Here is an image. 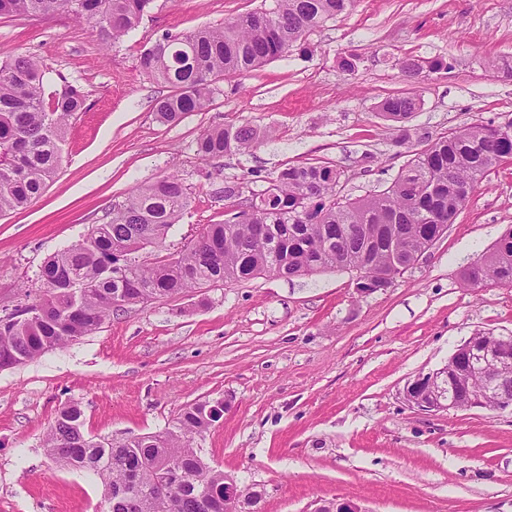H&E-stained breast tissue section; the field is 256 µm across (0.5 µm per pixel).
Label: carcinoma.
<instances>
[{"instance_id":"carcinoma-1","label":"carcinoma","mask_w":512,"mask_h":512,"mask_svg":"<svg viewBox=\"0 0 512 512\" xmlns=\"http://www.w3.org/2000/svg\"><path fill=\"white\" fill-rule=\"evenodd\" d=\"M357 0H274L224 22L220 28L156 38L140 54L149 78L172 93L154 110L175 124L211 102L216 80L246 75L305 48L309 37ZM154 0H0V17L64 15L87 22L107 42L128 36ZM402 75L418 83L448 69L441 60L405 56ZM47 66L34 55L0 62V215L22 209L57 176L70 120L86 108V95L65 84L49 92ZM420 99L412 93L382 100L379 114L399 124L401 142H415L412 158L389 187L356 200L337 197L343 171L330 162L286 167L262 176L246 209L229 210L224 222L204 224L180 253L145 266L137 253L162 248L171 228L191 207L177 173L138 186L112 206L109 220L50 256L40 268L41 294L0 316V366L18 365L93 334L126 306L174 298L191 289L249 281L261 275L292 278L326 270L368 271L357 288L391 286L412 256L443 235L489 173L512 161V132L476 123L439 137L408 126ZM258 139L245 124L214 127L196 139L197 154L217 159L246 154ZM263 226L259 241L257 225ZM475 281L512 285V228L479 258ZM210 401L185 407L162 432L128 438L85 433L83 411L62 406L47 429L44 448L68 468L86 470L105 486V512H256L262 494L247 488L243 500L224 504V471L206 463L197 439L214 426ZM178 465L180 480L165 486L157 470Z\"/></svg>"}]
</instances>
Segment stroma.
<instances>
[{
	"instance_id": "1",
	"label": "stroma",
	"mask_w": 512,
	"mask_h": 512,
	"mask_svg": "<svg viewBox=\"0 0 512 512\" xmlns=\"http://www.w3.org/2000/svg\"><path fill=\"white\" fill-rule=\"evenodd\" d=\"M264 0H155L139 27L104 47L62 16L0 18V60L27 53L87 94L62 165L26 208L0 216V316L24 303L46 257L104 222L139 185L176 171L192 207L152 265L201 225L224 220L220 192L248 171L327 161L338 193L384 190L406 164L384 98L414 92L411 124L440 135L512 122V0H358L309 38V50L216 84L209 106L161 124L168 85L147 78L141 50L165 32L220 27ZM355 71L341 68L349 54ZM441 60L413 84L398 62ZM247 124L250 154L202 160L205 129ZM512 226V162L495 168L454 224L386 289L358 294L354 273L264 275L196 288L117 312L66 349L0 370V512H100L101 482L53 462L44 436L67 402L95 437L164 430L187 405L223 400L202 455L243 487L259 512H316L341 498L363 512H512V411L428 415L407 382L440 369L482 330L512 335V286L467 285L462 271Z\"/></svg>"
}]
</instances>
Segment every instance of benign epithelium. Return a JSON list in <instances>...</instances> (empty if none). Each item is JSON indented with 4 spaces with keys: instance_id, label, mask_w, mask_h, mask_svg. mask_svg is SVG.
<instances>
[{
    "instance_id": "benign-epithelium-1",
    "label": "benign epithelium",
    "mask_w": 512,
    "mask_h": 512,
    "mask_svg": "<svg viewBox=\"0 0 512 512\" xmlns=\"http://www.w3.org/2000/svg\"><path fill=\"white\" fill-rule=\"evenodd\" d=\"M487 338L483 332L475 333L452 353L444 367L409 381L404 390L408 403L431 414L445 410L487 409V397L492 392L496 395L494 409H512V391H506L503 385L504 372L512 371V336H497L493 345L487 343ZM472 373L482 379L483 393L475 394L465 383L458 397L448 400V394L444 393L448 388V377L467 380ZM242 496L243 490L237 481L224 476V502L235 503Z\"/></svg>"
}]
</instances>
